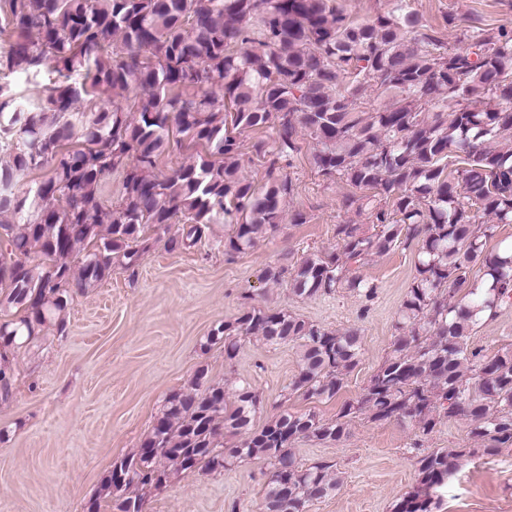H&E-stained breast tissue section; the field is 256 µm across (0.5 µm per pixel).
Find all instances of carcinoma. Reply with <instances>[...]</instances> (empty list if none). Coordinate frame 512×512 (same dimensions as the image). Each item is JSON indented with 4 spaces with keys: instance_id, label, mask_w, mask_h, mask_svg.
Instances as JSON below:
<instances>
[{
    "instance_id": "carcinoma-1",
    "label": "carcinoma",
    "mask_w": 512,
    "mask_h": 512,
    "mask_svg": "<svg viewBox=\"0 0 512 512\" xmlns=\"http://www.w3.org/2000/svg\"><path fill=\"white\" fill-rule=\"evenodd\" d=\"M358 22L330 0H4L0 72L56 74L47 97L23 105L0 84V394L9 352L65 326L73 296L132 269L150 249L196 246L224 224V255L253 247L283 222L293 183L282 169L315 141L311 165L364 191L343 206L372 224L336 225L339 247L271 264L305 299L374 293L359 268L422 237L417 276L398 312L392 350L334 419L283 409L258 428L259 394L200 366L166 399L132 455L116 458L86 512H146V495L182 474L262 459L260 512H305L341 485L336 464L300 463L301 440L339 443L353 419L399 420L420 435L462 417L493 454L512 445V346L487 356L469 344L480 313L512 299V246L488 251L512 224V29L474 27L447 48L409 0ZM219 95L213 94V89ZM135 90V116L100 104ZM231 111H226V107ZM268 159L256 187L242 175L241 137ZM202 148L165 176L170 133ZM49 170L28 183L36 171ZM117 199L103 191L115 171ZM496 220L482 224L478 215ZM293 346L299 371L283 399L331 401L359 364L363 338L281 309L251 307L214 328L204 348L233 359L241 338ZM240 437L224 447V433ZM463 448L417 449V485L392 512H434Z\"/></svg>"
}]
</instances>
